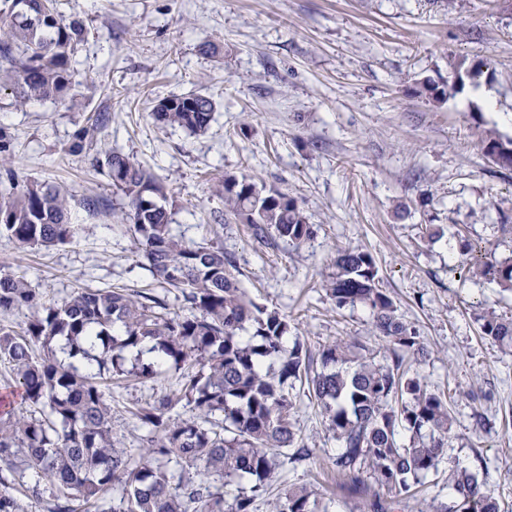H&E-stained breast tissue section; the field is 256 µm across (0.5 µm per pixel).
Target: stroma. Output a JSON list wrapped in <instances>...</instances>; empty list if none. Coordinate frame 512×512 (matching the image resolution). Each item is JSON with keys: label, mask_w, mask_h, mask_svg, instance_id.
<instances>
[{"label": "stroma", "mask_w": 512, "mask_h": 512, "mask_svg": "<svg viewBox=\"0 0 512 512\" xmlns=\"http://www.w3.org/2000/svg\"><path fill=\"white\" fill-rule=\"evenodd\" d=\"M85 27L64 99L21 103L0 91V193L30 183L65 194L74 237L23 246L0 235V270L22 275L42 304L81 288H123L182 312L180 291L153 276L121 213L127 201L96 163L116 149L164 186L174 233L223 246L250 298L287 316L289 340L310 351L351 336L375 359L389 344L363 306L337 308L325 284L337 250H367L380 286L415 327L425 355L411 362L454 418L448 447L400 512H455L448 471L465 467L512 512V352L481 332L487 310L512 315V289L452 271L462 240L512 256V170L483 152L482 130L512 139V0H58ZM485 61L478 84L442 106L420 82L445 85L457 61ZM207 94L203 134L156 122L157 101ZM95 141L71 146L86 129ZM288 193L314 229L301 248L260 240L224 211L225 176ZM102 207H92V200ZM440 229L434 240L426 225ZM112 431L127 447L148 435L137 408L167 394L188 418L181 370L153 379L104 375ZM294 419L310 463L285 464L254 512L291 484L328 512H368L388 499L374 482L350 487L332 463L338 443L316 401Z\"/></svg>", "instance_id": "stroma-1"}]
</instances>
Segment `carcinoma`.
Wrapping results in <instances>:
<instances>
[{
	"label": "carcinoma",
	"instance_id": "1",
	"mask_svg": "<svg viewBox=\"0 0 512 512\" xmlns=\"http://www.w3.org/2000/svg\"><path fill=\"white\" fill-rule=\"evenodd\" d=\"M11 0L0 11V80L20 102L60 99L85 29L49 0L37 16ZM487 63L456 64L459 86L477 80ZM418 93L429 102L447 101V88L428 80ZM215 105L197 92L161 99L154 118L192 133L205 132ZM484 153L512 170V141L491 130L481 133ZM112 186L127 199L122 220L143 251L151 272L180 290L187 314L159 313L156 300L123 289H80L60 304H39L21 276L0 273V314L22 307L37 313L22 335L0 330V358L12 364L25 400L44 409L43 417L0 411V467L21 463L44 475L55 496L51 512H74L79 497L99 512H253L257 497L274 478L279 455L293 462L313 460L296 429L301 402L295 383L321 407L323 422L336 441V472L355 486L371 478L403 503L416 485L438 469L453 417L440 394L424 378L408 375L406 359L424 355L415 329L397 314L393 299L379 288V270L368 251L347 248L334 258L326 288L336 306L363 305L378 335L392 345L384 362L360 352L353 339L322 346L320 369L296 343L289 347L287 317L258 306L241 288L224 248L212 242L187 247L171 229L167 196L158 181L128 155L110 150L99 163ZM224 211L251 225L261 238L278 237L299 248L312 235L296 200L278 189L258 187L245 176L224 177ZM28 246L69 241L65 196L32 184L18 194L0 196V234ZM457 265L464 277L512 289V258L499 261L479 243L462 245ZM483 333L512 348V317L491 310L482 316ZM250 331L247 336L243 331ZM151 344L156 360L132 365L153 379L166 365L188 366L181 397L196 416H171L174 401L163 395L136 416L149 427L137 457L119 446L112 433V410L101 373L83 370L82 361L125 372V349ZM46 354L32 358V346ZM410 433L407 443L397 428ZM247 477L252 485L228 500L226 479ZM121 507L107 505L113 486ZM449 487L461 512H500L497 498L468 469H453ZM0 512H20L15 488L0 481ZM269 512H318L316 492L290 485L270 503Z\"/></svg>",
	"mask_w": 512,
	"mask_h": 512
}]
</instances>
